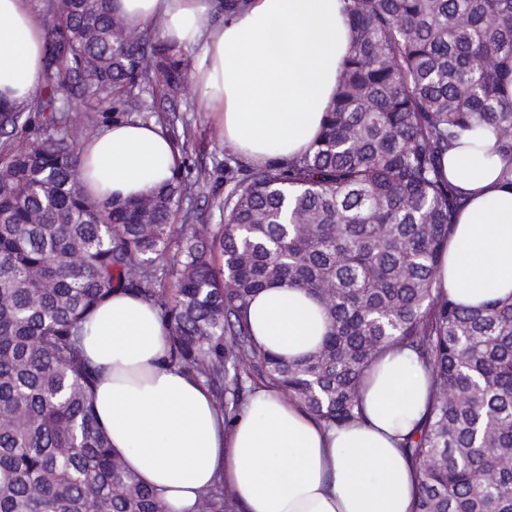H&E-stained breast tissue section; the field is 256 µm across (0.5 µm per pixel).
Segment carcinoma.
I'll list each match as a JSON object with an SVG mask.
<instances>
[{"mask_svg": "<svg viewBox=\"0 0 512 512\" xmlns=\"http://www.w3.org/2000/svg\"><path fill=\"white\" fill-rule=\"evenodd\" d=\"M110 2L46 0L39 90L0 99L3 132L43 116L39 135L0 144V512H169L94 411L83 324L114 290L157 309L168 363L227 425L258 384L328 428L361 424L365 373L411 350L430 381L400 443L418 473L413 512H512V300L466 307L438 282L465 201L445 155L480 126L512 155V0H342L352 47L314 142L286 163L226 168L224 223L179 226L176 176L124 200L81 185L92 110L155 69L173 90L186 80L167 43L114 27ZM273 285L328 317L302 358L253 336L250 302ZM192 512L241 509L218 480Z\"/></svg>", "mask_w": 512, "mask_h": 512, "instance_id": "obj_1", "label": "carcinoma"}]
</instances>
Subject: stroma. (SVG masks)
<instances>
[{"instance_id":"obj_1","label":"stroma","mask_w":512,"mask_h":512,"mask_svg":"<svg viewBox=\"0 0 512 512\" xmlns=\"http://www.w3.org/2000/svg\"><path fill=\"white\" fill-rule=\"evenodd\" d=\"M98 120L103 125L131 120L160 124L181 154L178 175L190 185L180 217L191 215L202 224L223 223L215 201L224 194V164L232 153L225 148L217 122L206 109L203 92L194 82H187L173 94L161 74L150 72L133 89L130 101L115 104L109 112L99 114ZM202 171L210 175L203 188L194 184Z\"/></svg>"}]
</instances>
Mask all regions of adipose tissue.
Masks as SVG:
<instances>
[{
    "label": "adipose tissue",
    "mask_w": 512,
    "mask_h": 512,
    "mask_svg": "<svg viewBox=\"0 0 512 512\" xmlns=\"http://www.w3.org/2000/svg\"><path fill=\"white\" fill-rule=\"evenodd\" d=\"M129 22L199 59L193 76L225 146L261 166L288 161L318 135L352 41L342 0H112ZM223 13L210 26L207 18ZM44 31L30 0H0V96L25 101L40 85ZM91 197H140L175 174L179 153L155 123L114 121L81 147ZM464 191L443 257L441 286L478 306L512 296V157L491 131L463 138L444 159ZM248 317L258 344L291 358L322 341L323 307L304 291H261ZM156 308L113 291L85 325L83 349L100 370L93 400L127 468L159 490L170 512H191L223 479L243 512H413L417 476L399 444L424 415L429 383L409 350L386 354L363 382L366 421L324 428L277 390H258L232 427L208 390L167 361Z\"/></svg>",
    "instance_id": "1"
}]
</instances>
